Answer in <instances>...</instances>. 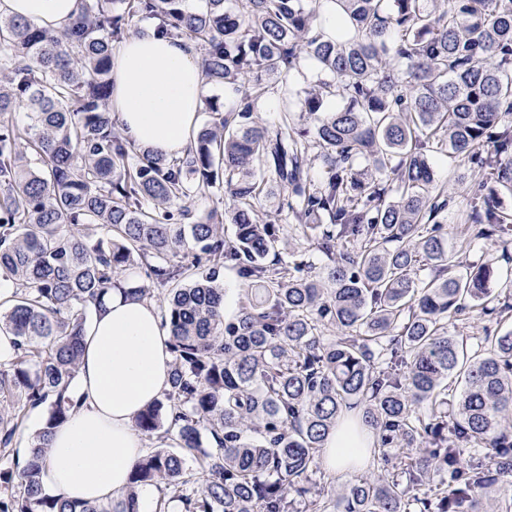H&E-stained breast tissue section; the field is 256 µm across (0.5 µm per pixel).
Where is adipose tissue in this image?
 <instances>
[{
    "label": "adipose tissue",
    "mask_w": 512,
    "mask_h": 512,
    "mask_svg": "<svg viewBox=\"0 0 512 512\" xmlns=\"http://www.w3.org/2000/svg\"><path fill=\"white\" fill-rule=\"evenodd\" d=\"M83 0H0V15L53 31L67 26ZM207 91L193 43L157 31L119 43L112 53L111 109L131 144L169 158L194 141ZM172 356L162 313L149 298L113 289L83 329V352L71 390L80 406L49 443L46 494L104 503L129 486L146 441L135 421L168 386ZM369 429L334 432L324 448L331 475L351 471L372 447Z\"/></svg>",
    "instance_id": "adipose-tissue-1"
}]
</instances>
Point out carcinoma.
Here are the masks:
<instances>
[{"mask_svg":"<svg viewBox=\"0 0 512 512\" xmlns=\"http://www.w3.org/2000/svg\"><path fill=\"white\" fill-rule=\"evenodd\" d=\"M204 2L84 0L54 32L0 17V288H13L0 331L15 337L0 363V512H140L148 485L159 512H512L506 495L484 507L512 480V329H484L473 349L448 334L450 318L511 313L512 294H492L493 267L464 262L443 231L456 210L472 239L512 234V0H335L329 40L308 0ZM136 16L196 42L206 84L224 89L178 160L131 145L104 108ZM310 65L332 79L296 94L279 125L315 117L313 158L304 135L252 119L270 79ZM327 98L340 105L323 114ZM438 154L467 166L459 190L436 181ZM221 185L224 215L192 221L186 202ZM272 196L327 256L323 272L269 260L280 225L254 204ZM227 262L247 285L229 321ZM133 272L164 292L172 353L169 389L136 426L178 447L145 454L107 503L47 495L85 320L114 288L147 294ZM354 406L392 476L315 492L317 454ZM37 407L45 423L20 470L15 434Z\"/></svg>","mask_w":512,"mask_h":512,"instance_id":"1","label":"carcinoma"}]
</instances>
